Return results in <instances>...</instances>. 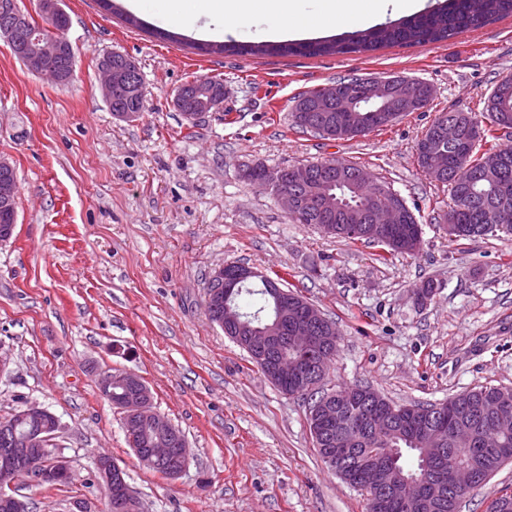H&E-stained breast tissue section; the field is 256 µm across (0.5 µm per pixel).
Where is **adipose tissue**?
Masks as SVG:
<instances>
[{
  "label": "adipose tissue",
  "mask_w": 512,
  "mask_h": 512,
  "mask_svg": "<svg viewBox=\"0 0 512 512\" xmlns=\"http://www.w3.org/2000/svg\"><path fill=\"white\" fill-rule=\"evenodd\" d=\"M300 0H194L195 17L214 21L205 36H224L228 27L262 17L266 34L278 40L304 36L332 26L372 25L387 13H417L426 0H319V10L308 15L299 8Z\"/></svg>",
  "instance_id": "obj_1"
}]
</instances>
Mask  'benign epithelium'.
Wrapping results in <instances>:
<instances>
[{
  "label": "benign epithelium",
  "instance_id": "obj_1",
  "mask_svg": "<svg viewBox=\"0 0 512 512\" xmlns=\"http://www.w3.org/2000/svg\"><path fill=\"white\" fill-rule=\"evenodd\" d=\"M38 13L51 16L57 23L52 33L40 38L36 44H31L25 38V33L33 26L34 14L30 12L14 11L0 19V38L5 39L11 52L21 56L26 66L35 74L49 78L55 82L62 77L59 61L70 50V43L64 36L69 26V16L60 6L59 0H38ZM139 67L135 60L124 55L120 65H112V57L104 56L98 63V73L102 82L105 100L109 103L125 99L134 95H145V86L131 80V75L138 72ZM357 86L367 89L368 98L375 96L383 100L379 108L381 112H417L426 108L432 97L431 86L420 84L413 79L401 76L363 78L357 81ZM336 101L350 106L358 101L355 95L336 97V86L332 85L321 90L319 102L330 105ZM470 130V145L476 146L482 139V131L471 128L469 115L458 114L451 121H443L436 126L433 132L421 137L415 147L419 165L431 172H448V152L446 144H453L461 140L462 129ZM14 171L13 166L0 158V201L7 203L16 193V182L9 178ZM294 181L305 190V196L313 201L322 213H331V196L328 189L331 183L326 177L312 172V165L300 164L289 168ZM285 179L284 169L279 167L266 168L263 188L275 191L279 200L289 214H296L295 196L282 189ZM407 205L398 195L394 196L385 207L365 209L358 220L374 225L380 233L388 234L393 225L401 223L404 209ZM17 215L9 210L0 212V242L10 240L14 234ZM262 278L268 281V287H277L276 282L267 275L250 267H234L230 270L220 267L210 276L207 301L209 306L219 317L218 323L224 333H235L238 325V314L228 304L234 290L246 281ZM279 317L288 318V336L285 340L295 348L308 350H324L336 343L333 336L334 328L329 319L313 304L299 308L288 303V296L280 301ZM269 328L262 329L260 336H236V343L244 347L252 356L264 366L270 367L271 374L280 380H304L306 389L311 390L321 384L324 373L317 363L302 364L298 361L288 362L277 353V340L265 336ZM141 383L139 375L126 369L105 368L98 373V387L110 404L123 415L126 433L134 437L139 433L144 423H149L158 439L148 448H136L134 452L141 461L178 460V468L172 477H178L189 461V448L176 427L153 403V396L148 389L143 388L133 395L117 397L112 395L115 385H137ZM359 405L363 409L364 421L362 430L376 431L388 423L392 426L400 424L394 417V412L385 408L380 401L366 397L361 401L354 395L340 397L334 393L316 401L308 410L309 417L317 424L314 434L319 440H326L336 432L340 422L341 412L338 404ZM488 422L496 430L507 433L512 431V402L492 396L488 403ZM58 426L41 427L27 433L20 439H14L13 447L0 452V486H13L18 471L17 462H22L24 470L31 479L38 483L55 480L58 476L69 471V464L63 457L53 454L51 456L39 452V449L55 444V430ZM448 436L446 420H441L432 428H425L419 432L418 440L426 445L435 446L443 442ZM327 460L338 461L344 468L352 466L373 467L379 464L387 469L396 470L395 462L386 458H375L368 462L358 459H349L348 451L338 452L334 448L328 449ZM99 476V483L113 490L119 497V502L130 507L138 501V496L127 483L123 470L112 462L98 458L95 461ZM420 483L415 476L398 474L394 490L386 494L383 499L373 503V508L380 512L389 500L394 499L402 505H407L411 490ZM478 485L475 470L470 467L442 468L436 487L441 494L448 489L459 493H466Z\"/></svg>",
  "mask_w": 512,
  "mask_h": 512
}]
</instances>
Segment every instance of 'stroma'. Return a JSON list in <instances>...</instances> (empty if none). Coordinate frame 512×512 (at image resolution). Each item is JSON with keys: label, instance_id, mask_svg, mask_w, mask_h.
Returning a JSON list of instances; mask_svg holds the SVG:
<instances>
[{"label": "stroma", "instance_id": "stroma-1", "mask_svg": "<svg viewBox=\"0 0 512 512\" xmlns=\"http://www.w3.org/2000/svg\"><path fill=\"white\" fill-rule=\"evenodd\" d=\"M75 52L68 83L30 72L0 40V156L15 168L14 236L0 243V418L28 403L59 420L68 483L16 482L28 512H104L87 486L106 454L146 512H365L366 494L322 461L308 403L279 391L204 311L207 281L236 263L280 272L336 325L328 385L365 384L399 404L440 402L478 385L512 386V240L453 241L448 188L415 144L449 110L480 114L512 77V18L445 42L319 57L202 55L199 25L171 34L192 0H142L138 25L100 0H61ZM133 58L147 109L113 115L97 64ZM401 75L433 97L382 131L327 140L293 128L299 93ZM224 83V107L188 125L172 104L193 77ZM354 163L401 196L422 226L417 254L388 262L361 242L298 224L246 168ZM434 296L419 303L424 281ZM140 375L186 436L178 478L146 469L121 413L99 392L105 367Z\"/></svg>", "mask_w": 512, "mask_h": 512}]
</instances>
